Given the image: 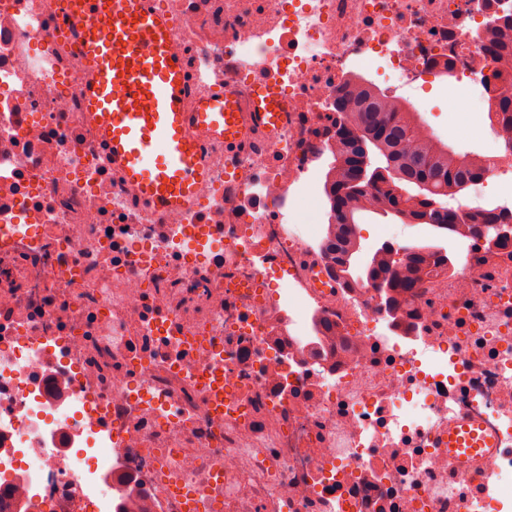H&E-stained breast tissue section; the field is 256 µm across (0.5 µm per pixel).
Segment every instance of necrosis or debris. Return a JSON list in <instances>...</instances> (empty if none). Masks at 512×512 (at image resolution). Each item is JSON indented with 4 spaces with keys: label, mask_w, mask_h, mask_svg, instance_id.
Returning a JSON list of instances; mask_svg holds the SVG:
<instances>
[{
    "label": "necrosis or debris",
    "mask_w": 512,
    "mask_h": 512,
    "mask_svg": "<svg viewBox=\"0 0 512 512\" xmlns=\"http://www.w3.org/2000/svg\"><path fill=\"white\" fill-rule=\"evenodd\" d=\"M177 4L198 89L266 80L290 115L263 146L213 147L200 205L158 223L82 120V61L44 0H0L7 512H512V251L456 237V269L394 317L337 277L316 167L351 84L407 105L451 76L497 124L474 35L512 0ZM461 418L499 435L466 476Z\"/></svg>",
    "instance_id": "obj_1"
}]
</instances>
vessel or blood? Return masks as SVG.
<instances>
[{"label": "vessel or blood", "instance_id": "b4317fda", "mask_svg": "<svg viewBox=\"0 0 512 512\" xmlns=\"http://www.w3.org/2000/svg\"><path fill=\"white\" fill-rule=\"evenodd\" d=\"M172 23L159 0H63L50 10L52 30L83 61L84 116L102 158L129 187L133 208L158 220L196 207L211 179L208 141L235 154L288 120L287 98L265 81L243 97H193L194 72L172 49ZM498 443L480 420L448 427V456L462 474L481 468Z\"/></svg>", "mask_w": 512, "mask_h": 512}]
</instances>
